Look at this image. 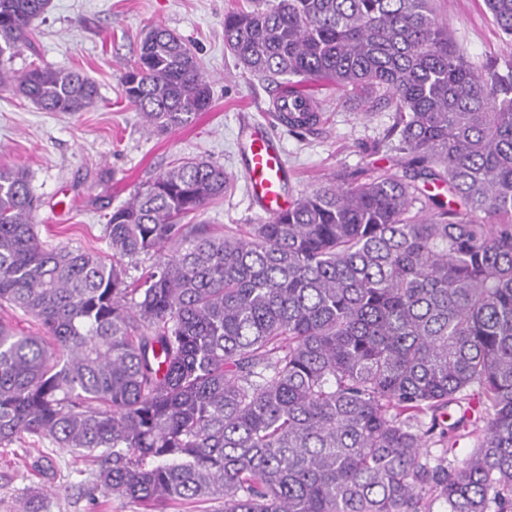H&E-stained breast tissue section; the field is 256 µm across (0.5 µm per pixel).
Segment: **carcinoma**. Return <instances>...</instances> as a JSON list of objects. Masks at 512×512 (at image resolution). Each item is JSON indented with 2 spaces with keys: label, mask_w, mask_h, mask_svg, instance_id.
<instances>
[{
  "label": "carcinoma",
  "mask_w": 512,
  "mask_h": 512,
  "mask_svg": "<svg viewBox=\"0 0 512 512\" xmlns=\"http://www.w3.org/2000/svg\"><path fill=\"white\" fill-rule=\"evenodd\" d=\"M252 3L224 15L237 65L326 79L392 112L384 141L402 174L322 185L221 230L183 220L229 177L184 160L112 210L103 256L42 241L28 173L0 167V305L44 329L0 324V446L49 439L97 465L90 498L146 512H512V54L465 60L431 0ZM49 5L0 0V86L86 112L99 99L87 76L11 67ZM485 5L512 43V0ZM120 82L159 130L212 104L163 26ZM288 95V131L316 124L314 102ZM151 252L128 282L127 263ZM474 386L484 416L466 407ZM479 432L460 464L452 447L421 452L435 434ZM0 321L8 325L19 335L42 334L41 327L34 318L25 315L20 310H14L5 305L0 308Z\"/></svg>",
  "instance_id": "cac0c4a2"
}]
</instances>
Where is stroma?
I'll use <instances>...</instances> for the list:
<instances>
[{
	"instance_id": "1",
	"label": "stroma",
	"mask_w": 512,
	"mask_h": 512,
	"mask_svg": "<svg viewBox=\"0 0 512 512\" xmlns=\"http://www.w3.org/2000/svg\"><path fill=\"white\" fill-rule=\"evenodd\" d=\"M247 0H51L33 23L30 44L13 59L15 72L30 65L73 69L99 89L96 107L68 114L45 112L0 88V167L27 169L40 196L42 240L107 254L103 229L113 207L184 157L223 166L233 187L202 215L206 224H255L240 175V125L265 120L281 83L259 80L237 66L224 47V14ZM460 53L483 64L512 52L483 0H433ZM163 25L185 39L212 83V105L191 125L162 132L146 126L125 100L120 75L139 54L147 30ZM323 107L320 125L295 135L278 133L288 165L289 193L297 197L334 176L364 179L400 172V156L370 153L393 122L386 111L366 112L325 81L299 84ZM91 468L51 441L24 439L0 446V512H15L36 493L41 512H144L131 501L82 493Z\"/></svg>"
}]
</instances>
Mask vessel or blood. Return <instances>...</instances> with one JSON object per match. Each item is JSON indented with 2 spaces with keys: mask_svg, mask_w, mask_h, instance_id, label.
Here are the masks:
<instances>
[{
  "mask_svg": "<svg viewBox=\"0 0 512 512\" xmlns=\"http://www.w3.org/2000/svg\"><path fill=\"white\" fill-rule=\"evenodd\" d=\"M244 158L243 178L247 195L260 214L274 217L286 208L288 173L283 164V148L271 139L266 125L250 123L239 138Z\"/></svg>",
  "mask_w": 512,
  "mask_h": 512,
  "instance_id": "vessel-or-blood-1",
  "label": "vessel or blood"
}]
</instances>
